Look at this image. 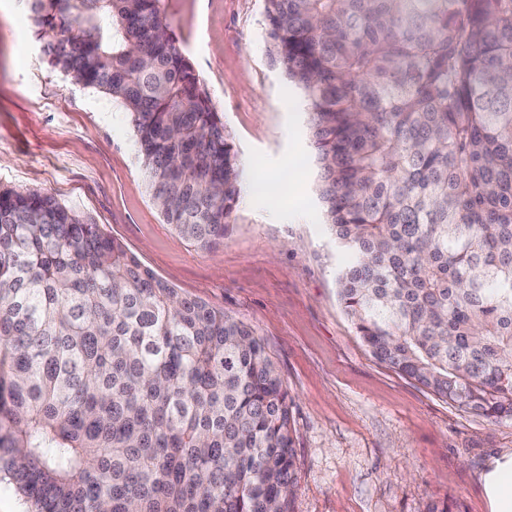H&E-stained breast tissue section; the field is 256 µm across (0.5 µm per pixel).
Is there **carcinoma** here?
Listing matches in <instances>:
<instances>
[{
	"instance_id": "obj_1",
	"label": "carcinoma",
	"mask_w": 512,
	"mask_h": 512,
	"mask_svg": "<svg viewBox=\"0 0 512 512\" xmlns=\"http://www.w3.org/2000/svg\"><path fill=\"white\" fill-rule=\"evenodd\" d=\"M128 113L152 201L228 231L239 151L162 0H27ZM304 104L337 294L373 355L512 418V0H263ZM27 512H289L288 389L256 332L55 197L0 189V480Z\"/></svg>"
}]
</instances>
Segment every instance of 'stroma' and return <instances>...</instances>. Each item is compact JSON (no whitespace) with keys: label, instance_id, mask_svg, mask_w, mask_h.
Returning <instances> with one entry per match:
<instances>
[{"label":"stroma","instance_id":"obj_1","mask_svg":"<svg viewBox=\"0 0 512 512\" xmlns=\"http://www.w3.org/2000/svg\"><path fill=\"white\" fill-rule=\"evenodd\" d=\"M262 6L163 0L239 150L242 197L215 249L164 223L127 112L48 65L24 0H0V188L53 195L257 333L288 388L290 512H488L480 474L512 452V419L439 398L356 335L337 295L343 256L313 191L304 107L269 63Z\"/></svg>","mask_w":512,"mask_h":512}]
</instances>
